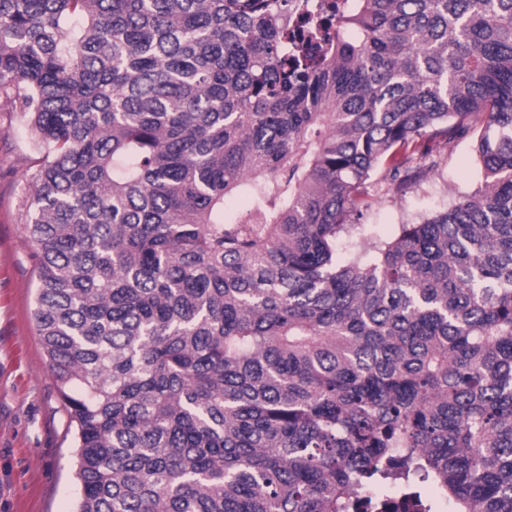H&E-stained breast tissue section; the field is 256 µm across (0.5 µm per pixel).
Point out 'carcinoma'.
<instances>
[{"mask_svg":"<svg viewBox=\"0 0 512 512\" xmlns=\"http://www.w3.org/2000/svg\"><path fill=\"white\" fill-rule=\"evenodd\" d=\"M311 15L0 0L75 512H512V0ZM477 123L480 190L339 258L379 167Z\"/></svg>","mask_w":512,"mask_h":512,"instance_id":"obj_1","label":"carcinoma"}]
</instances>
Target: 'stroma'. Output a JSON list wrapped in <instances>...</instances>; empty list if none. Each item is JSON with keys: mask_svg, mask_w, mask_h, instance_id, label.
I'll use <instances>...</instances> for the list:
<instances>
[{"mask_svg": "<svg viewBox=\"0 0 512 512\" xmlns=\"http://www.w3.org/2000/svg\"><path fill=\"white\" fill-rule=\"evenodd\" d=\"M474 125L413 164L399 190L386 169L367 181L349 221L390 239L473 195L482 182ZM42 161L19 113L0 97V512H73L74 427L51 376L34 310L38 274L19 215L25 183Z\"/></svg>", "mask_w": 512, "mask_h": 512, "instance_id": "35a3bbf8", "label": "stroma"}]
</instances>
